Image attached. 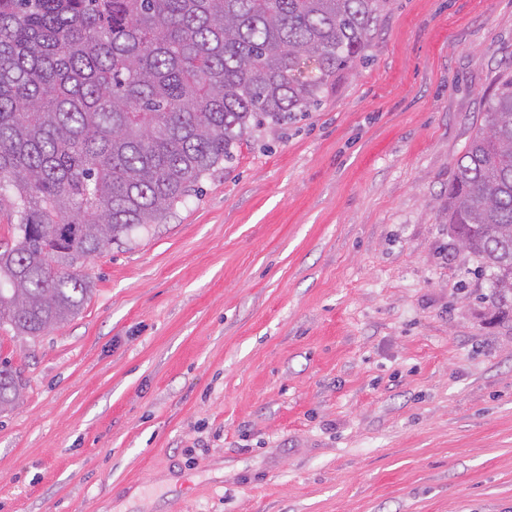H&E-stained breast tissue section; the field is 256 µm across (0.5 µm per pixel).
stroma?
Returning <instances> with one entry per match:
<instances>
[{
  "label": "stroma",
  "instance_id": "1",
  "mask_svg": "<svg viewBox=\"0 0 512 512\" xmlns=\"http://www.w3.org/2000/svg\"><path fill=\"white\" fill-rule=\"evenodd\" d=\"M512 0H390L319 108L243 140L0 328V512H512V313L448 225ZM22 386L18 381L16 371H13L8 361H2L0 366V410L14 405L21 396Z\"/></svg>",
  "mask_w": 512,
  "mask_h": 512
}]
</instances>
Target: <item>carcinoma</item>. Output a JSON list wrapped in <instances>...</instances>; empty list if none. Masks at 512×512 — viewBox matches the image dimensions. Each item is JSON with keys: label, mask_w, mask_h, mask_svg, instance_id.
Segmentation results:
<instances>
[{"label": "carcinoma", "mask_w": 512, "mask_h": 512, "mask_svg": "<svg viewBox=\"0 0 512 512\" xmlns=\"http://www.w3.org/2000/svg\"><path fill=\"white\" fill-rule=\"evenodd\" d=\"M390 0H0V326L36 337L85 260L161 223L243 138L317 109ZM448 223L512 310V77L457 160ZM22 386L0 363V410Z\"/></svg>", "instance_id": "cac0c4a2"}]
</instances>
